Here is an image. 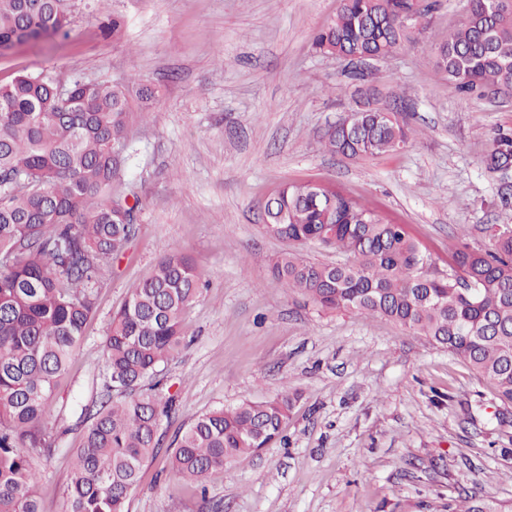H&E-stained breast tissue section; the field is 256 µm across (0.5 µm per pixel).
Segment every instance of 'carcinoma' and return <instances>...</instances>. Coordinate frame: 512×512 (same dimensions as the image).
<instances>
[{"instance_id": "carcinoma-1", "label": "carcinoma", "mask_w": 512, "mask_h": 512, "mask_svg": "<svg viewBox=\"0 0 512 512\" xmlns=\"http://www.w3.org/2000/svg\"><path fill=\"white\" fill-rule=\"evenodd\" d=\"M434 6L339 0L313 44L344 58H389L408 39L406 17L426 24ZM68 24L66 0H0V49L64 34ZM436 68L457 94L512 90V12L473 0L448 30ZM59 90L35 75L0 86V512H42L32 456L54 451L43 426L47 400L93 314L89 289L136 231L139 199L118 178L130 112L125 89L76 81L67 95ZM409 137L398 113L369 107L353 130L326 135L325 147L363 158L394 152ZM510 164L512 128H500L486 169L498 174ZM262 210L266 232L284 244L272 267L283 286L325 311L379 316L427 337L512 404V224L492 226L487 249L458 248L455 269L441 273L402 225L334 187L287 184ZM307 244L336 248L348 260L311 261L299 251ZM200 288L192 260L166 252L113 314L103 345L108 381L81 408L88 426L74 451L64 512H126L143 464L162 446L161 423L175 411L160 375L186 348L182 322ZM293 406L284 390L196 417L172 441L171 468L200 483L282 442ZM467 502L448 503V512H512L483 494Z\"/></svg>"}]
</instances>
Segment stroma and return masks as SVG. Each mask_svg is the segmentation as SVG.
I'll return each instance as SVG.
<instances>
[{
    "label": "stroma",
    "mask_w": 512,
    "mask_h": 512,
    "mask_svg": "<svg viewBox=\"0 0 512 512\" xmlns=\"http://www.w3.org/2000/svg\"><path fill=\"white\" fill-rule=\"evenodd\" d=\"M337 0H71L67 37L0 50V85L41 74L123 83L132 112L120 179L140 205L136 233L92 289L82 344L58 378L46 427L52 458L33 457L44 512H62L81 407L105 378L103 342L133 286L175 249L207 288L188 309L187 343L165 371L176 410L171 443L197 415L298 393L285 441L236 460L203 485L167 453L149 459L127 512H445L480 490L512 505V405L462 359L381 317L328 312L283 288V244L261 202L283 185H333L404 225L438 271L490 228L512 224V185L487 173L512 97L449 91L436 69L468 0H437L428 27L389 59L371 60L382 104L403 103L416 136L395 153L348 159L322 137L355 105L348 61L314 33ZM120 32H113V21ZM155 98L143 106L138 91Z\"/></svg>",
    "instance_id": "stroma-1"
}]
</instances>
